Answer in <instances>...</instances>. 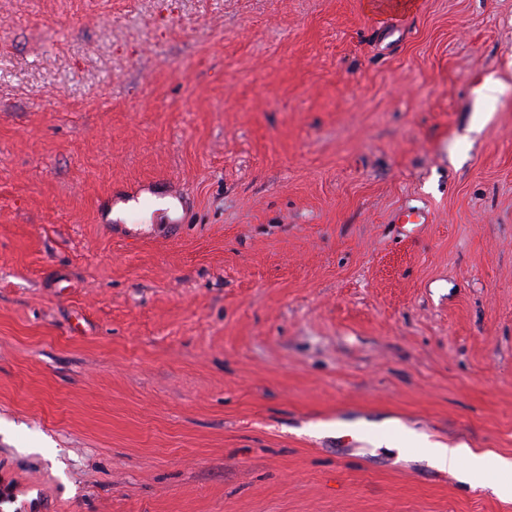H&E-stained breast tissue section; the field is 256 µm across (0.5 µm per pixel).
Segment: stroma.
I'll return each instance as SVG.
<instances>
[{
	"mask_svg": "<svg viewBox=\"0 0 512 512\" xmlns=\"http://www.w3.org/2000/svg\"><path fill=\"white\" fill-rule=\"evenodd\" d=\"M367 2L0 0V512H512V0ZM408 435L413 444L418 440L414 431L409 430ZM424 454L435 461L442 468L459 473V478L466 480L472 472H484L494 475L498 472H508L512 468V461L493 453H476L465 445L446 448L440 443H430L426 440L419 441Z\"/></svg>",
	"mask_w": 512,
	"mask_h": 512,
	"instance_id": "stroma-1",
	"label": "stroma"
}]
</instances>
